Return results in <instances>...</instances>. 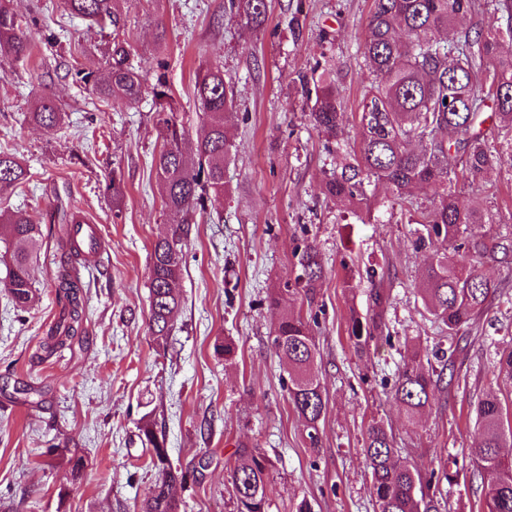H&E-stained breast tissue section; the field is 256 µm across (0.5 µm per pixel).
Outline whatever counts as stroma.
Returning <instances> with one entry per match:
<instances>
[{"mask_svg":"<svg viewBox=\"0 0 512 512\" xmlns=\"http://www.w3.org/2000/svg\"><path fill=\"white\" fill-rule=\"evenodd\" d=\"M132 63L162 55L165 77L193 154L203 130L194 76L218 64L236 90L226 191L193 214L184 248L181 306L171 336L147 333L153 242L170 223L152 158L161 147L152 96L105 105L71 70L99 56V28L71 16L65 0H13L31 19L35 45L24 62L0 58V150L26 166L25 183L0 190V210L50 224L57 211L79 212L100 226L104 254L81 267L83 330L53 355L46 333L58 317L57 244L43 237L34 256L35 300L17 309L0 261V512H136L158 471L138 437L142 418L164 434L174 467L188 471L184 512H235L229 469L241 446L273 459L269 512H373L363 452L370 419L391 428L399 461L422 474L448 458L464 469L440 482L450 512H478L474 407L483 394L512 392L498 378L512 350V262L482 272L498 287L489 310L450 346L415 288L434 246L418 247L411 214L430 207L434 190L416 189L414 206L384 207L361 219L323 189L336 165L313 128L315 102L301 79L334 60L345 112L342 138L356 148L360 103L372 76L362 42L374 0H268L265 24L247 28L224 12V0H120ZM49 97L64 122L48 133L29 123L35 100ZM120 169L124 187L113 208L107 184ZM466 196L499 214L472 230L512 237V167L494 169ZM314 244L324 277L314 303L292 312L314 320L321 385L327 398L319 448H310L283 385L286 374L270 338L281 317L268 294L293 279V251ZM354 277L347 291L342 283ZM386 300L373 307L371 288ZM380 314L382 331L366 349L347 334L351 313ZM231 354H224V344ZM447 350L448 388L409 425L391 396L413 353ZM68 447L83 458L72 477Z\"/></svg>","mask_w":512,"mask_h":512,"instance_id":"stroma-1","label":"stroma"}]
</instances>
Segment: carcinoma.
<instances>
[{
	"instance_id": "cac0c4a2",
	"label": "carcinoma",
	"mask_w": 512,
	"mask_h": 512,
	"mask_svg": "<svg viewBox=\"0 0 512 512\" xmlns=\"http://www.w3.org/2000/svg\"><path fill=\"white\" fill-rule=\"evenodd\" d=\"M115 2L66 0L70 13L112 31L103 58L79 64L74 76L106 105L116 99L132 103L146 93L159 105L162 145L152 164L172 220L170 234L154 241L150 253L148 330L159 341L171 334L181 306L178 288L188 216L205 210L211 197L224 195V165L236 149L227 135L235 90L219 65L196 72L194 93L206 117V131L197 144V166H187L181 150L185 130L174 117L163 76L150 85L142 70L130 63L125 20ZM474 9L475 0H374L363 58L375 81L358 113V150H348L339 139L343 112L333 70L323 69L315 80L316 101L309 113L328 151L336 154V169L324 182L325 192L347 202L353 213L370 214L384 205L370 193L373 183L386 185L392 200L401 203L421 185L439 189L437 199L419 220L424 234L418 243L436 240L441 248L427 261L417 292L450 340L476 321L497 292L480 267L512 257V238L467 234L470 224H500L502 219L466 197L459 187L493 167H512V139L501 137L503 123L512 125V53L501 51L503 42L512 41V0H498L502 25L455 28L459 18ZM224 10L258 26L267 16L268 0H225ZM31 54L32 41L11 0H0V57L24 62ZM28 120L52 131L61 124L63 113L51 99L41 98L33 104ZM453 155L462 162L459 170L449 163ZM27 179L23 163L0 150V188ZM39 237L40 225L33 220L0 214V242L11 250L12 258L6 291L21 308L33 297L30 256ZM62 250L56 289L61 310L43 344L49 354L77 335L81 324L83 291L76 268L81 248L68 233ZM293 257L298 270L294 285L286 283L273 290V305L299 296L314 301L315 288L324 275L321 254L305 242L296 247ZM381 328L379 315L363 318L353 313L347 331L355 347L361 348ZM271 345L285 366L290 404L302 420L310 447L317 448L326 399L316 367L319 346L314 330L301 315L289 312L278 323ZM433 375L416 358L403 366L393 385L391 396L411 425L431 405L437 387ZM511 416L495 393L479 399L475 407L476 439L470 455L481 474L483 512H512V459L502 452L512 447ZM139 438L158 470L139 512H182L178 489L184 487L186 475L171 464L165 437L145 419ZM364 452L375 512H442V500L430 492L435 474L425 478L418 469L397 463L393 433L383 422L367 424ZM274 468V461L262 449H238L230 469L236 512H267Z\"/></svg>"
}]
</instances>
